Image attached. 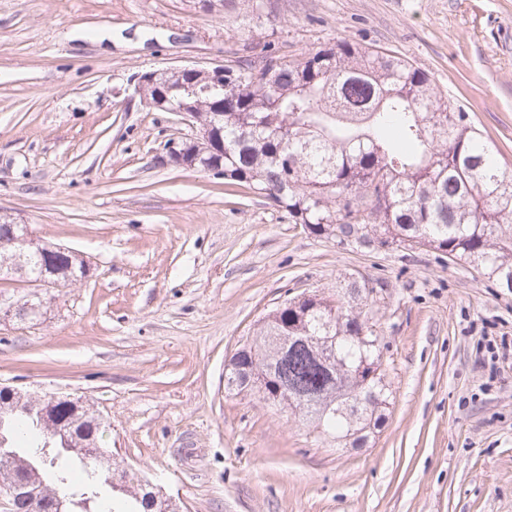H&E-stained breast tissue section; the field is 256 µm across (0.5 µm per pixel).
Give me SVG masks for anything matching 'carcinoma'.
<instances>
[{"mask_svg":"<svg viewBox=\"0 0 512 512\" xmlns=\"http://www.w3.org/2000/svg\"><path fill=\"white\" fill-rule=\"evenodd\" d=\"M263 58L270 65L261 75L248 59L224 66V91L195 106L211 113L222 140L210 160L224 166V183L262 195L338 245L432 249L512 291V165L427 74L345 41L292 57L269 44ZM368 224L379 235L359 233ZM365 288L353 280L330 296L334 318L305 303L274 310L224 366V390L258 383L264 401L338 443L363 446L388 403L378 336L349 310ZM313 336L352 373L319 363L307 343ZM54 413L49 428L0 394V436L13 448L0 455V482L38 489L13 512H177L169 499L155 504L141 473L110 467L90 408L74 427L66 406Z\"/></svg>","mask_w":512,"mask_h":512,"instance_id":"1","label":"carcinoma"}]
</instances>
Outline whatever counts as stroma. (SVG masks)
<instances>
[{
	"label": "stroma",
	"mask_w": 512,
	"mask_h": 512,
	"mask_svg": "<svg viewBox=\"0 0 512 512\" xmlns=\"http://www.w3.org/2000/svg\"><path fill=\"white\" fill-rule=\"evenodd\" d=\"M245 20L201 0H0V211L86 256L40 320L0 321V383L102 418L112 466L180 512H512V293L430 249H344L252 192L166 163L194 135L138 73L381 47L431 78L512 162V0H271ZM382 280L385 418L359 448L316 437L224 363L284 300Z\"/></svg>",
	"instance_id": "obj_1"
}]
</instances>
